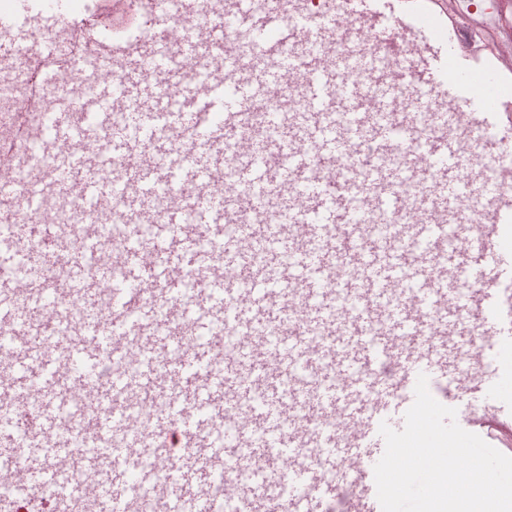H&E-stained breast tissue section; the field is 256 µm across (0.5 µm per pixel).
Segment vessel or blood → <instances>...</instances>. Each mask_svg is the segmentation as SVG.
I'll use <instances>...</instances> for the list:
<instances>
[{"label": "vessel or blood", "instance_id": "1", "mask_svg": "<svg viewBox=\"0 0 512 512\" xmlns=\"http://www.w3.org/2000/svg\"><path fill=\"white\" fill-rule=\"evenodd\" d=\"M142 2L134 37L72 0L0 13L1 46L25 43L32 7L51 20L0 164L38 157L31 208L71 175L89 211L112 201L121 239L109 251L96 225H58L30 279L22 225L0 224L17 244L0 256L15 328L0 397L17 408L0 421V512H272L283 497L381 512L379 425L403 428L422 374L504 450L512 113L497 69L461 62L425 0ZM84 64L119 76L46 100ZM474 195L485 207L463 214ZM89 291L98 318L60 304ZM277 456L288 471L268 469ZM60 78L57 84L47 92L46 96L49 100L62 93L75 102H81L91 93L90 86L85 84L82 78L70 72L60 74Z\"/></svg>", "mask_w": 512, "mask_h": 512}]
</instances>
